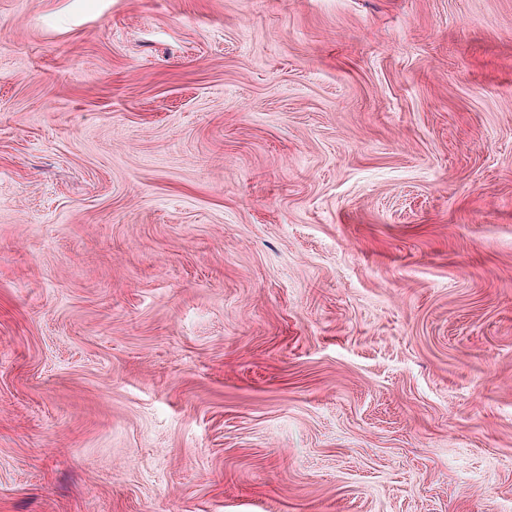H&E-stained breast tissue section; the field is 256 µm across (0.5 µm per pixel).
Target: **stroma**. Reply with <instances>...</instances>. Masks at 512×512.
<instances>
[{
    "label": "stroma",
    "instance_id": "35a3bbf8",
    "mask_svg": "<svg viewBox=\"0 0 512 512\" xmlns=\"http://www.w3.org/2000/svg\"><path fill=\"white\" fill-rule=\"evenodd\" d=\"M0 512H512V0H0Z\"/></svg>",
    "mask_w": 512,
    "mask_h": 512
}]
</instances>
